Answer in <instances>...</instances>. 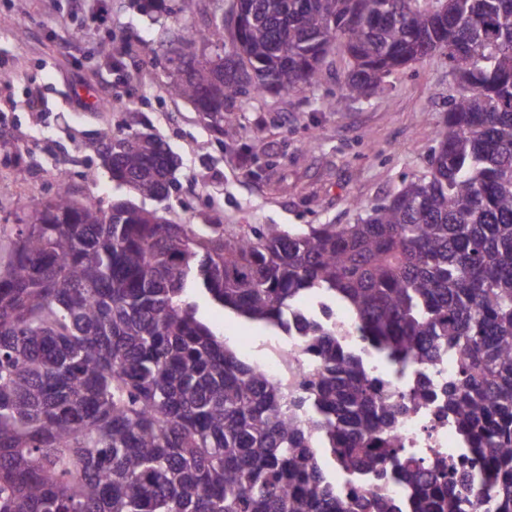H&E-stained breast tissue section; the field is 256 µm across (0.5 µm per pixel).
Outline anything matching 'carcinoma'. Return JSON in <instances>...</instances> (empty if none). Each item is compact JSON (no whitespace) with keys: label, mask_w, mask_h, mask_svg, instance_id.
<instances>
[{"label":"carcinoma","mask_w":512,"mask_h":512,"mask_svg":"<svg viewBox=\"0 0 512 512\" xmlns=\"http://www.w3.org/2000/svg\"><path fill=\"white\" fill-rule=\"evenodd\" d=\"M235 26H185L166 92L233 125L251 92L316 86L345 58L334 111L439 52L460 92L428 175L355 224H174L66 184L0 265V512H399L363 488L341 496L331 460L397 468L408 512H470L459 470L391 439L410 403L364 368L403 373L444 354V395L490 512H512V0H237ZM220 84L198 69V51ZM100 162L142 197L170 196L176 155L152 137L112 139ZM302 339L315 371L273 380L198 316L194 293ZM339 303L363 350L301 311Z\"/></svg>","instance_id":"cac0c4a2"}]
</instances>
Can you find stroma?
<instances>
[{"label": "stroma", "instance_id": "stroma-1", "mask_svg": "<svg viewBox=\"0 0 512 512\" xmlns=\"http://www.w3.org/2000/svg\"><path fill=\"white\" fill-rule=\"evenodd\" d=\"M179 5L165 0L147 14L139 0H0V141L13 145L0 153L1 258L20 218L52 200L60 182L106 209L130 197L100 164L96 145L106 130L152 133L180 157L178 189L164 203L134 199L164 206L177 224H354L428 173L435 132L458 93L444 55L393 72L383 92L333 112L324 103L345 63L331 55L311 90L243 97L234 134L222 136L194 103L167 95L166 36L209 26L231 0H198L190 14ZM144 42L156 55L139 53ZM103 43L112 44V58L98 54ZM196 303L242 360L274 355L278 330L203 295Z\"/></svg>", "mask_w": 512, "mask_h": 512}]
</instances>
